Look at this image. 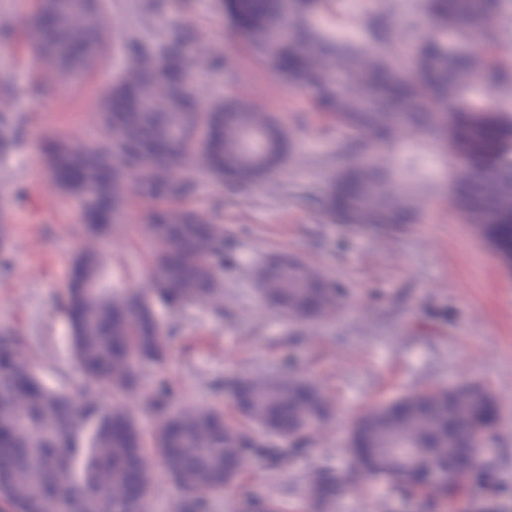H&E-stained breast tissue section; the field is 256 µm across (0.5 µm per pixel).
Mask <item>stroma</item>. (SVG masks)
<instances>
[{"instance_id": "35a3bbf8", "label": "stroma", "mask_w": 512, "mask_h": 512, "mask_svg": "<svg viewBox=\"0 0 512 512\" xmlns=\"http://www.w3.org/2000/svg\"><path fill=\"white\" fill-rule=\"evenodd\" d=\"M105 32L143 27L144 40L172 25L195 29L210 52L236 59L235 77L209 72L198 81L210 99L233 96L276 117L290 134L296 162L276 178L241 194L211 177L198 178L185 208L211 215L224 227V312L155 304L167 332L168 360L145 381L161 378L184 405L219 406L238 418L224 394L236 373H275L285 362L312 380L331 402V416L303 450L284 464L249 465L210 512H239L244 494L273 502L277 512H311L305 488L319 469L350 470L346 438L370 405L438 386L480 383L494 394L498 420L490 451L473 474L474 503L512 512V271L493 248L462 223L451 204L456 168L449 144L434 139L422 152L429 176L419 188L424 206L411 224L337 223L307 195L325 190L335 171L336 124L311 109L259 57L230 23L219 0H168L165 14L143 26L141 0H109ZM32 0H0V73L14 93H0V112L19 116L18 149L0 157V327L27 342L26 352L48 385L77 380L66 318L56 298L67 287L85 222L79 202L65 196L47 173L45 135L75 142L91 134L99 101L124 64L108 51L85 74L62 82L37 65L31 44ZM50 86L45 95L34 85ZM148 202L127 193L109 237L105 262L117 288H145L154 244L145 231ZM295 256L317 267L341 292L325 320L297 323L267 308L259 294L261 268L272 257ZM340 512H419L417 501L384 495L352 482Z\"/></svg>"}]
</instances>
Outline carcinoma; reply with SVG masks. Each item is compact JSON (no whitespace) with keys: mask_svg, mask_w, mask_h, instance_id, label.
I'll use <instances>...</instances> for the list:
<instances>
[{"mask_svg":"<svg viewBox=\"0 0 512 512\" xmlns=\"http://www.w3.org/2000/svg\"><path fill=\"white\" fill-rule=\"evenodd\" d=\"M40 0V57L68 75L89 69L106 54L104 0H65L67 12ZM512 0H420L437 26L424 38L413 17L392 25L377 11L367 20L377 51L351 44L333 0H225L236 26L291 89L306 93L317 112L336 121V170L328 191L315 197L345 224H406L419 212L413 191L422 160L403 137H446L456 164L470 175L454 186L460 220L474 225L504 260L512 262V108L486 96L484 83L512 94V54L503 53V26L512 32ZM485 24L483 49L468 48L467 24ZM122 72L102 95L97 135L73 144L47 139L48 173L61 192L77 199L85 239L61 305L72 357L83 383L72 391L50 387L24 348V339L0 329V512H147L152 493L149 453L160 460L180 494L179 512H206L211 497L239 475L253 451L283 456L276 441L304 442L331 412L323 391L288 370L276 376L239 374L224 383L241 421L224 420L209 405L181 406L159 380L147 407L162 414L145 436L127 406L141 393L147 371L167 358L166 336L153 304L172 309L200 305L224 310L218 260L224 225L191 210L146 215L156 245L149 286L142 292L112 286L102 244L116 223L127 183L138 197L178 201L194 195L205 173L247 192L276 176L295 158L280 122L234 97L198 110L192 75L222 69L231 57L203 54L186 28L161 30L150 44L138 31L119 36ZM96 54L85 57V49ZM19 138L15 116L0 113V154ZM262 301L295 322L327 318L337 291L321 272L296 259L275 257L259 275ZM373 405L355 420L370 456L352 473L370 484L412 497V470L435 474L432 504L452 509L464 487L446 465L464 425L493 402L482 384L437 388ZM347 477L323 470L306 485L315 512H335Z\"/></svg>","mask_w":512,"mask_h":512,"instance_id":"obj_1","label":"carcinoma"}]
</instances>
